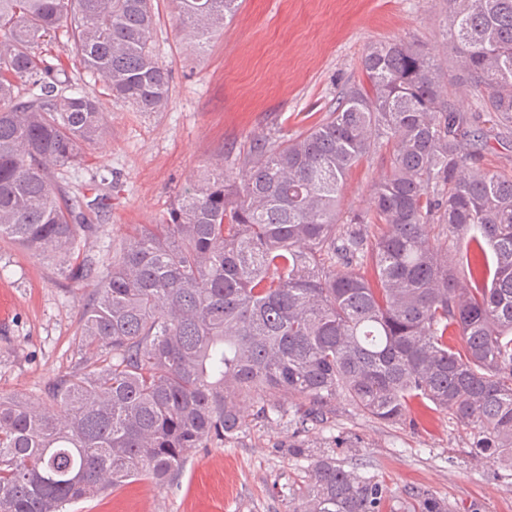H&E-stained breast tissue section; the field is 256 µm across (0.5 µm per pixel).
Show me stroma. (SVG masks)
Listing matches in <instances>:
<instances>
[{"label":"stroma","mask_w":512,"mask_h":512,"mask_svg":"<svg viewBox=\"0 0 512 512\" xmlns=\"http://www.w3.org/2000/svg\"><path fill=\"white\" fill-rule=\"evenodd\" d=\"M154 52L170 72L171 102L141 112L110 96L77 62L66 64L76 90L102 100L106 133L84 161L58 180L98 199L97 237L85 251L103 267L128 225L167 220L177 192L216 154L239 166L251 141L298 136L325 118L351 86L363 84L370 43L404 39L440 61L450 47L447 0H243L234 20L204 46L179 33L170 0H154ZM384 142L350 173L339 220L369 208L373 185L389 168ZM10 287V318L0 326V396L43 398L81 356L80 312L87 291L62 286L56 263L0 242V283ZM258 419L235 442L192 449L176 479L135 480L70 507L69 512H286L307 462L288 451L300 441L345 469L378 477L389 507L424 492L465 512H512V467L469 451L470 431L445 411L413 405L408 422L363 414L345 399L326 423L296 431L288 415Z\"/></svg>","instance_id":"1"}]
</instances>
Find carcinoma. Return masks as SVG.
I'll use <instances>...</instances> for the list:
<instances>
[{
  "mask_svg": "<svg viewBox=\"0 0 512 512\" xmlns=\"http://www.w3.org/2000/svg\"><path fill=\"white\" fill-rule=\"evenodd\" d=\"M172 4L195 47L240 8ZM154 29L152 0H0V241L56 258L65 281L94 280L83 363L44 402L0 397V512H65L133 479L169 483L191 449L246 432L242 399L259 418L278 411L277 394L304 402L297 429L341 394L386 422L426 400L473 429L472 452L512 466V176L481 168L480 122L512 127V0H448L471 112L445 95L444 66L424 48L374 42L367 86L295 139L256 140L235 176L210 161L165 223L134 225L98 272L82 243L100 225L54 170L102 140L106 113L39 49L63 33L64 54L113 98L163 112L170 76ZM383 138L389 171L341 226L344 183ZM435 224L464 240L453 255ZM387 494L322 455L288 512H382ZM414 502L451 512L428 494Z\"/></svg>",
  "mask_w": 512,
  "mask_h": 512,
  "instance_id": "carcinoma-1",
  "label": "carcinoma"
}]
</instances>
